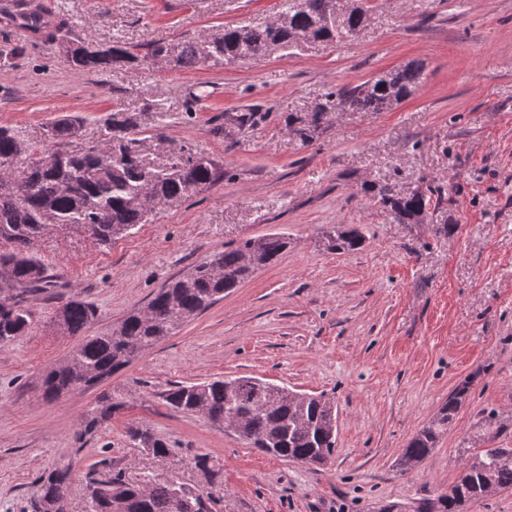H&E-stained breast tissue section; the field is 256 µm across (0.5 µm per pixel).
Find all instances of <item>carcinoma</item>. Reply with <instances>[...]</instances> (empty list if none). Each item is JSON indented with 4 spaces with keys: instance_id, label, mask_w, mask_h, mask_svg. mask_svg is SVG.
<instances>
[{
    "instance_id": "1",
    "label": "carcinoma",
    "mask_w": 512,
    "mask_h": 512,
    "mask_svg": "<svg viewBox=\"0 0 512 512\" xmlns=\"http://www.w3.org/2000/svg\"><path fill=\"white\" fill-rule=\"evenodd\" d=\"M333 0H280L278 12L286 15L288 25L269 23L259 26L227 27L207 43L203 35L176 42L159 39L147 44L149 54L158 57L174 53L176 67L189 69L211 61L224 63L265 53L277 45L290 46L298 35L314 41L335 42L355 37L365 27L367 9L359 5L336 15ZM30 32L45 34L46 41L56 34L44 32L41 13H22ZM139 55L132 48L113 44L104 51H89L73 58L71 64L82 71L100 73L114 64H135ZM423 67L416 61L336 92H328L314 107L313 122L330 112H387L410 97L422 82ZM261 119L248 109L235 112L231 122L240 128L251 127ZM76 123L68 117L55 121L50 139L73 137ZM140 126L135 113L111 118L106 135L112 141L113 158L93 148L76 150L42 149L33 152L32 165L22 177L23 194L0 187V273L8 275L6 287H0V344L9 343L29 330L31 314L23 307L21 294L51 287V276L34 252V245L50 232L45 218L51 216L57 226H81L101 245L130 233L139 224H147L151 212L136 202L143 179L153 175L154 194L160 208H167L191 197L200 188L217 181V164L209 156L181 147L184 157L167 167L146 166L140 139L134 137ZM24 152L14 132L0 126V162ZM373 197L390 210L400 224H422L433 202L431 192L413 190L401 194L387 182L371 188ZM363 237L355 227L340 224L323 232L321 245L330 252L346 253L361 247ZM290 246L282 233L247 238L233 247L216 252L187 274L169 281L149 300L147 312L131 311L119 323V329L85 337L69 358L51 367L43 378L44 395L54 399L77 387L72 369L86 374L89 385L125 368L139 353L148 350L188 319L204 312L224 293L252 278L257 271L275 264ZM97 310L73 296L65 303L63 328L71 335L82 333L92 324ZM470 382L461 381L448 395L429 422L408 442L397 460L406 472L426 459L448 430L469 392ZM276 384L257 377L239 376L204 383L177 384L164 393L166 405L180 413L202 412L211 422L234 432L252 447L273 456L311 462L322 456L329 460L336 448L337 419L334 403L324 394L312 398H288L275 392ZM121 404L107 395L97 399L88 410L80 436L94 434L112 418ZM508 425L490 412L481 419L482 436L498 435ZM127 436L163 457L170 445L147 427L132 423ZM464 439L462 468L458 480L434 497L421 498L415 512H460L468 501L487 495L489 489L512 490V448H468ZM104 471L89 472L87 489L91 512H202L194 491L176 487L168 481L133 485L124 481L122 471H114L109 459L100 461ZM71 468H56L41 477L40 494L29 505L31 512H49L48 506L70 484Z\"/></svg>"
}]
</instances>
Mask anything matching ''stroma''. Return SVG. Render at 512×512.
<instances>
[{
  "instance_id": "obj_1",
  "label": "stroma",
  "mask_w": 512,
  "mask_h": 512,
  "mask_svg": "<svg viewBox=\"0 0 512 512\" xmlns=\"http://www.w3.org/2000/svg\"><path fill=\"white\" fill-rule=\"evenodd\" d=\"M48 25L73 37L144 47L158 39L262 25L279 0H38ZM358 37L271 47L231 64L182 70L153 57L104 74L70 65L55 44L0 18V125L29 146L105 148L115 111L138 112L145 157L168 164L181 146L224 176L179 206L102 246L83 229L53 230L34 249L51 288L27 294L29 332L0 344V512H22L41 476L71 469L69 512H87L85 475L109 458L132 482L174 479L208 495L211 512H374L454 484L460 443L495 411L512 417V0H368ZM410 60L423 81L388 112L312 109ZM200 93L192 102V93ZM255 107L238 128L225 115ZM77 119L75 138L51 123ZM432 186L426 223L400 224L364 189ZM352 224L354 252L318 245ZM282 233L292 244L203 314L96 384L46 398L44 372L79 342L56 310L79 296L97 310L86 333L111 330L168 280L241 240ZM255 376L333 398L336 452L314 466L252 448L198 415L169 409L177 383ZM464 405L415 468L395 466L410 438L462 380ZM104 394L123 410L93 436L82 419ZM141 423L171 446L153 457L126 436ZM209 459V472L194 455Z\"/></svg>"
}]
</instances>
